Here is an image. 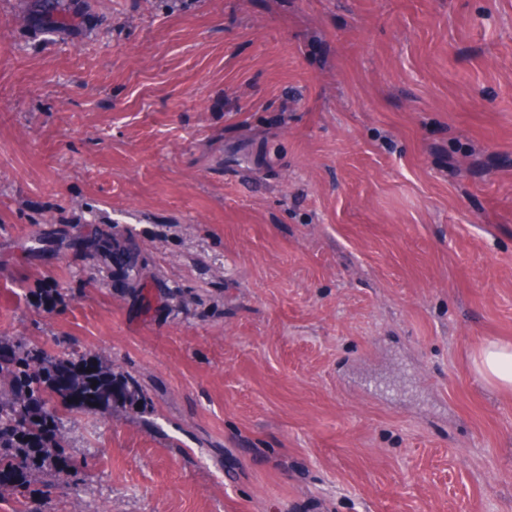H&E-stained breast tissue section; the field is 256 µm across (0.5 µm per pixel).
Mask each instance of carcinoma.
Segmentation results:
<instances>
[{
  "label": "carcinoma",
  "mask_w": 512,
  "mask_h": 512,
  "mask_svg": "<svg viewBox=\"0 0 512 512\" xmlns=\"http://www.w3.org/2000/svg\"><path fill=\"white\" fill-rule=\"evenodd\" d=\"M94 249L127 282L139 280L134 252L104 234ZM0 494L34 484L67 481L79 463L66 453L59 423L76 406L96 408L119 402L132 408L143 399L138 380L113 376L112 365L97 358L70 362L34 344L0 341Z\"/></svg>",
  "instance_id": "1"
}]
</instances>
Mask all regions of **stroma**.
<instances>
[{
    "mask_svg": "<svg viewBox=\"0 0 512 512\" xmlns=\"http://www.w3.org/2000/svg\"><path fill=\"white\" fill-rule=\"evenodd\" d=\"M93 2L0 0V337L145 400L0 512H512V0ZM94 249L113 265L116 274L122 279L127 282H137L139 280L137 260L130 248L121 249L119 246L112 244L108 236L99 234ZM118 255L121 256L120 259ZM472 366L487 384L512 390V342L487 341L474 353Z\"/></svg>",
    "mask_w": 512,
    "mask_h": 512,
    "instance_id": "1",
    "label": "stroma"
}]
</instances>
